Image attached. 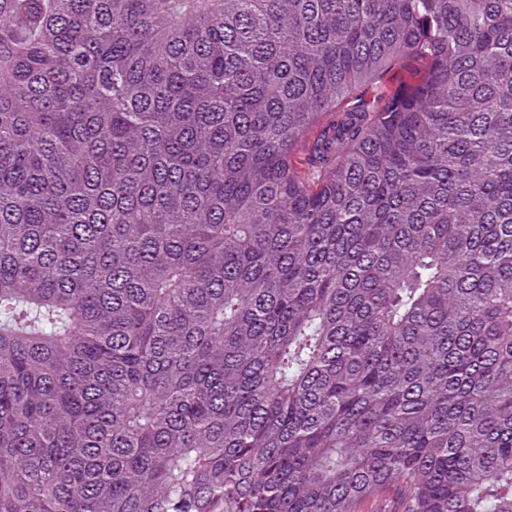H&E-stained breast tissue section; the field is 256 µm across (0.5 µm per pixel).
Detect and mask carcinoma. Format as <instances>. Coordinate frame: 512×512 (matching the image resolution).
Returning a JSON list of instances; mask_svg holds the SVG:
<instances>
[{"label":"carcinoma","mask_w":512,"mask_h":512,"mask_svg":"<svg viewBox=\"0 0 512 512\" xmlns=\"http://www.w3.org/2000/svg\"><path fill=\"white\" fill-rule=\"evenodd\" d=\"M389 486L512 512V0H0V512Z\"/></svg>","instance_id":"cac0c4a2"}]
</instances>
